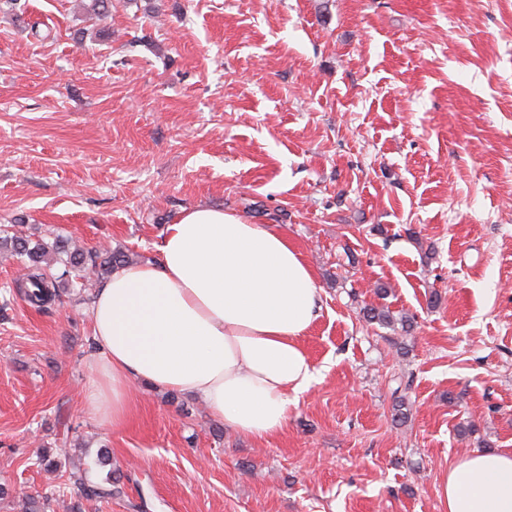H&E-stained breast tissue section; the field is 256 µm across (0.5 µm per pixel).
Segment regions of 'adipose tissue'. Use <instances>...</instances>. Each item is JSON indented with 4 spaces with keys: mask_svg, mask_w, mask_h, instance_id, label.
Returning <instances> with one entry per match:
<instances>
[{
    "mask_svg": "<svg viewBox=\"0 0 512 512\" xmlns=\"http://www.w3.org/2000/svg\"><path fill=\"white\" fill-rule=\"evenodd\" d=\"M159 252L92 295L86 412L121 429L143 384L202 399L236 434L282 433L292 396L314 380L300 344L320 310L313 272L284 235L219 209L184 212ZM439 497L444 512H512V452L472 451L449 466Z\"/></svg>",
    "mask_w": 512,
    "mask_h": 512,
    "instance_id": "ef3b65f1",
    "label": "adipose tissue"
}]
</instances>
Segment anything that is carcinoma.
<instances>
[{"instance_id": "carcinoma-1", "label": "carcinoma", "mask_w": 512, "mask_h": 512, "mask_svg": "<svg viewBox=\"0 0 512 512\" xmlns=\"http://www.w3.org/2000/svg\"><path fill=\"white\" fill-rule=\"evenodd\" d=\"M21 259L25 272L20 281L25 300L33 307L43 308L59 296V288L79 284L90 288L112 271L125 266L130 258L108 248L85 250L71 245V240L55 238L50 244L30 239L0 237V250ZM64 265L58 276L47 273L48 257Z\"/></svg>"}]
</instances>
